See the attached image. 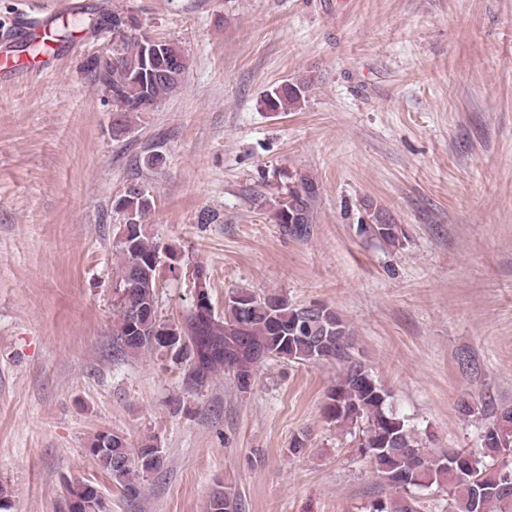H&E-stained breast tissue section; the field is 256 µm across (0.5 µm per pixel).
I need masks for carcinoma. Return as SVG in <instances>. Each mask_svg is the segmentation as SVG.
Returning a JSON list of instances; mask_svg holds the SVG:
<instances>
[{
    "instance_id": "1",
    "label": "carcinoma",
    "mask_w": 512,
    "mask_h": 512,
    "mask_svg": "<svg viewBox=\"0 0 512 512\" xmlns=\"http://www.w3.org/2000/svg\"><path fill=\"white\" fill-rule=\"evenodd\" d=\"M86 29L112 31L110 59L100 64L88 59L84 68L106 94L112 111L120 113V130L129 128L134 116L151 111L181 86L188 69L185 55L166 40L151 44L134 11L70 18L52 28L50 38L61 45ZM311 86L312 79L306 77L276 85L263 99L265 110L285 113L302 108ZM319 197L315 178L303 173L288 175L275 222L289 237L309 239ZM154 208L150 192L135 185L115 201L123 224L117 241L120 265L113 300V336L122 351L166 354L181 366L183 386L189 392L224 374L233 377L239 392H248L257 370L255 353L260 351L271 360L297 364L334 362L341 367V374L326 393L323 415L340 429L361 432L360 455L391 489L365 504L363 512H418L412 491L433 487L448 488V512H512V485L505 491L478 495V481L493 484L502 474H512V405L490 398L461 401L460 413L480 419L484 426L481 448L468 451L465 468L454 471L451 457L464 449L431 452L422 445L414 427L390 405L388 391L355 357L354 330L335 308L324 305L326 314L320 316L314 314V302L300 306L283 293L259 296L241 289L229 296L222 317L211 313L202 321L192 309L179 321L159 319L155 263L160 260V246L148 229ZM364 209L368 231L390 245L398 244V225L389 213L371 201L364 202ZM128 225L133 229L126 238ZM176 334L185 340L177 351L170 352L165 336ZM100 441L98 433L90 443V453L132 498L140 494L143 475L163 465L161 450L151 440L134 452L118 434L112 435L110 448L98 447ZM92 489L94 486L86 483L70 485L62 512H103L99 495L91 493ZM242 508V500L232 488L213 491L206 505L207 512H242Z\"/></svg>"
}]
</instances>
